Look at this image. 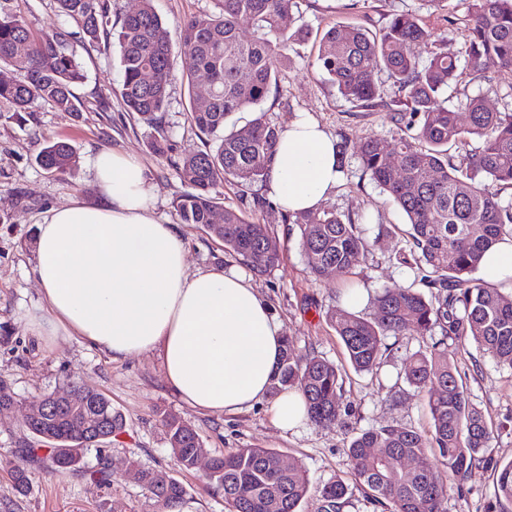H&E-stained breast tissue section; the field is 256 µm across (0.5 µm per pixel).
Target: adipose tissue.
Listing matches in <instances>:
<instances>
[{"label": "adipose tissue", "instance_id": "ef3b65f1", "mask_svg": "<svg viewBox=\"0 0 512 512\" xmlns=\"http://www.w3.org/2000/svg\"><path fill=\"white\" fill-rule=\"evenodd\" d=\"M101 202L51 209L38 226L34 274L47 307L40 336H78L120 360L157 353L169 389L202 413H239L268 395L282 325L236 269L191 270L157 187L132 155L94 163ZM336 142L310 114L285 128L265 189L282 210L314 211L336 188Z\"/></svg>", "mask_w": 512, "mask_h": 512}]
</instances>
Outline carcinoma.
<instances>
[{"label": "carcinoma", "mask_w": 512, "mask_h": 512, "mask_svg": "<svg viewBox=\"0 0 512 512\" xmlns=\"http://www.w3.org/2000/svg\"><path fill=\"white\" fill-rule=\"evenodd\" d=\"M67 24L34 34L18 9V0H0V102L15 114L43 102L59 112L82 111L77 87L85 75L75 43L95 47L110 24L109 0H57ZM214 13L180 21L179 45L187 62L182 81L191 109L188 122L204 137L201 150L184 155L180 179L191 191L175 207L185 224H202L224 243V250L264 275L280 261V243L267 224L231 207L218 206L217 188L234 185L239 192L263 185L282 129L266 117L263 104L277 89L279 68L292 44L303 36L297 26L298 0H218ZM251 23L244 39L240 20ZM463 26L460 48L449 47L448 30ZM122 71L118 94L126 109L149 128L148 144L164 157L171 151L162 126L169 87L174 79L171 34L156 14L152 0L124 17L115 33ZM427 49L422 57L420 49ZM466 62L467 83L492 86L489 60L512 67V0H469L465 18L425 23L416 15H395L379 33L335 24L323 33L317 65L345 99L366 111L383 109L398 129L395 149L379 135L360 145L363 170L397 203L407 217L409 253L401 262L416 278L438 291L435 303L413 288L393 285L376 296L379 316L371 321L352 309L332 310L328 321L341 339L350 366L370 372L387 350L389 336H434L432 350L410 359L406 379L426 393L431 429L421 432L401 425L367 429L347 449L351 475L375 503L391 512H443L445 482L464 479L490 462L492 431L481 409L468 398L458 372L448 359V338L470 337L498 364L512 369V295L478 276L485 254L505 237L512 238V204L501 192L512 188V94L491 108L485 98L466 91L452 106L442 93ZM205 76L201 82L199 76ZM250 112L240 128L226 130L230 116ZM466 117L461 122L460 116ZM477 146L468 148L469 143ZM460 151L448 154V148ZM47 172L64 175L76 167L79 154L68 139L49 140L37 153ZM224 210V223L214 222ZM285 224L299 227L300 246L309 274L319 278L330 266L351 274L368 253L361 222L332 210L280 212ZM343 378L335 364L316 355L303 357L294 342L284 340L271 390H299L306 418L316 425L340 421ZM84 426L74 414L58 410L25 424L28 437L49 434L54 442L42 448L26 443L11 470L20 493L30 487L31 469L48 461L60 474H75L95 484H108L112 472L98 439L101 412L112 417L108 432L125 430L123 416L103 393L89 390ZM170 450L182 471L192 470L201 447L193 426L172 415L163 417ZM94 455L96 463L86 459ZM80 458L76 468L66 460ZM211 481L223 493L230 512H301L309 481L296 461L281 464L272 448H238L213 457ZM498 497L512 501V460L498 464ZM142 486L161 509L187 504V487L158 469H143ZM348 488L341 480L323 486L318 512H342Z\"/></svg>", "instance_id": "carcinoma-1"}]
</instances>
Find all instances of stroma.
<instances>
[{
    "mask_svg": "<svg viewBox=\"0 0 512 512\" xmlns=\"http://www.w3.org/2000/svg\"><path fill=\"white\" fill-rule=\"evenodd\" d=\"M467 8V0H299V23L309 37L295 44L278 88L264 108L278 126H287L298 113L307 112L334 138L346 139L344 171L324 206L344 216L367 217L371 231L380 234L353 274L369 297L386 285L416 284L413 271L397 261L407 247L406 216L365 176L359 154L366 136L378 134L391 142L397 130L386 112L363 110L321 81L318 40L337 23L376 32L400 13L426 18L436 12L460 18ZM77 54L86 75L77 89L84 103L80 115L39 103L20 121L8 104L0 103V380L11 385L18 400L10 414L0 417V512H157L128 469L133 461L143 468L165 470L187 486L192 498L183 512H229L222 494L210 487L204 467L188 472L177 467L162 423L166 414L194 426L206 456L257 447L275 449L284 458L298 461L309 478L304 512H317L321 488L339 478L349 484L344 512H383L353 482L346 448L351 437L369 428H429L428 400L407 383L405 370L411 355L431 346L432 340L388 337L380 365L370 372H354L326 317L340 305L344 277L332 272L313 278L301 252L298 226L282 223L278 213L269 210L262 218L280 242L281 261L269 274L251 275L250 282L267 299L284 336L293 340L301 354L318 355L341 370L344 414L340 423L317 426L306 421L284 432L273 423L266 402L242 413H201L171 393L156 354L115 361L75 338L34 336L28 317L44 304L33 275L37 225L49 209L76 199L87 204L100 201L92 165L101 153L124 152L147 168L158 189L157 216L162 223L175 225L183 237L191 268H227L236 263L203 225L181 223L173 206L175 198L189 190L176 163L203 146L187 120L190 104L181 82L172 83L170 105L163 114L173 149L160 157L147 145V125L126 111L114 94L122 79L116 48L109 44L81 47ZM56 138L71 139L79 148L77 166L65 175L50 174L35 160L40 143ZM448 357L493 431L489 447L493 461L512 460V370L497 366L468 337L449 341ZM72 384L104 393L125 419L124 432L106 450L111 483L95 485L60 475L44 463L33 469L28 492H17L11 470L24 443L22 427L30 405L46 394L64 393ZM442 508L444 512H512V502L497 497L494 471L485 464L473 468L464 480L448 479Z\"/></svg>",
    "mask_w": 512,
    "mask_h": 512,
    "instance_id": "stroma-1",
    "label": "stroma"
}]
</instances>
